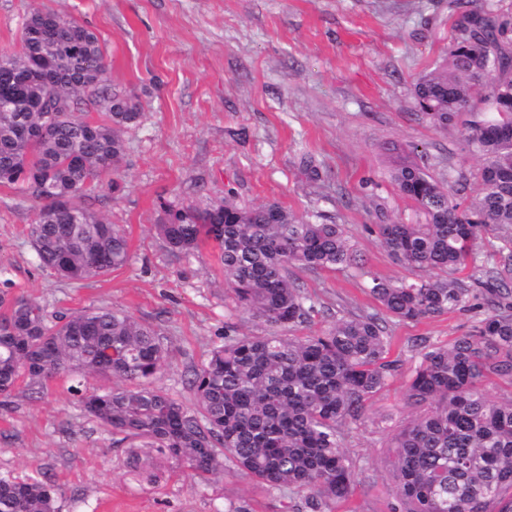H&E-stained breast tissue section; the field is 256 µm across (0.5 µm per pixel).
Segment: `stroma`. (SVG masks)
Returning <instances> with one entry per match:
<instances>
[{"mask_svg": "<svg viewBox=\"0 0 512 512\" xmlns=\"http://www.w3.org/2000/svg\"><path fill=\"white\" fill-rule=\"evenodd\" d=\"M494 3L512 13V0H0V51L18 50L33 9L68 15L99 35L112 85L134 95L142 112L124 132L123 191L80 200L125 230L127 265L80 285L39 268L28 235L37 207L0 187V280L51 312L114 306L153 326L169 346L156 384L188 408L196 402L191 369L225 335H261L266 326L236 311L210 247L177 259L167 253L155 229L161 203L204 208L230 190L245 206L276 202L344 225L364 272L302 274L319 307L311 327L377 312L367 278L406 271L364 227L419 219L391 170L407 162L438 179L462 174L464 206L478 191L483 159L465 149L460 125L422 121L410 88L453 49L460 14ZM305 153L322 166L321 181L302 172ZM483 316L464 308L387 322L401 367L350 427L346 451L362 482L337 512H389L387 438L409 414L403 391L419 361L415 343L426 336L446 344ZM73 383L56 375L39 394L19 388L0 408V474L53 484L59 512H224L230 499L252 512H283L278 492L229 465L205 484L159 456L141 459L144 475L131 472L127 444L85 415Z\"/></svg>", "mask_w": 512, "mask_h": 512, "instance_id": "1", "label": "stroma"}]
</instances>
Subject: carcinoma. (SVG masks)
Here are the masks:
<instances>
[{"label": "carcinoma", "instance_id": "carcinoma-1", "mask_svg": "<svg viewBox=\"0 0 512 512\" xmlns=\"http://www.w3.org/2000/svg\"><path fill=\"white\" fill-rule=\"evenodd\" d=\"M23 29H48L54 39H26L19 51L0 54V186L42 203L29 231L39 266L82 283L128 262L124 230L73 199L104 185L121 191L122 133L141 112L133 96L112 87L95 31L48 8L30 13ZM455 30L456 47L411 94L432 127L461 122L465 147L484 159L479 191L461 212L459 181L404 164L392 182L424 221L368 226L397 261L433 275L373 277L367 292L380 313L350 312L303 334L317 308L297 272L363 270L344 225L304 220L276 202L242 206L229 193L205 209L164 205L157 230L168 252L214 244L236 308L268 331L224 335L192 370L196 405L188 409L155 385L169 348L151 325L108 307L53 318L5 280L0 406L26 378L116 377L124 385L103 392L75 387L84 411L112 435L156 449L202 481L231 464L288 493L284 512H334L360 483L345 431L367 417L400 367L382 316L416 322L480 300L486 315L472 333L443 346L418 340L420 363L403 392L415 414L388 440L390 512H512V302L497 287L512 279V254L502 270L486 272L477 293L458 277L477 266L479 240L497 234L512 242V22L475 8ZM46 67L55 70V87L23 79ZM48 97L60 111L37 110ZM497 380L509 384L508 395L488 389ZM0 512H58L55 490L0 476Z\"/></svg>", "mask_w": 512, "mask_h": 512}]
</instances>
